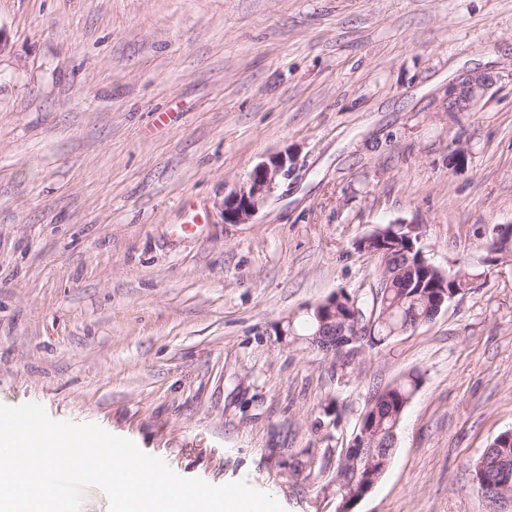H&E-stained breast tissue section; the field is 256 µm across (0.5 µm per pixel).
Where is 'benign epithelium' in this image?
Masks as SVG:
<instances>
[{
    "label": "benign epithelium",
    "instance_id": "benign-epithelium-1",
    "mask_svg": "<svg viewBox=\"0 0 512 512\" xmlns=\"http://www.w3.org/2000/svg\"><path fill=\"white\" fill-rule=\"evenodd\" d=\"M493 84L490 75L473 71L458 77L448 86L447 111L464 112L473 108L478 99ZM292 159L288 152H278L267 156L258 163L247 175L246 179L236 185L222 202L224 223L247 224L263 207L280 185L282 179L288 177L292 170ZM502 241L494 242L488 248V254L482 263L497 266L511 252L501 251ZM327 302L323 301L307 309L309 317L316 325L314 336L325 337L327 347L334 350L344 348L348 341L357 340L370 335L371 324L363 322L356 306H351L352 316L344 319L341 327H336V307L324 309Z\"/></svg>",
    "mask_w": 512,
    "mask_h": 512
}]
</instances>
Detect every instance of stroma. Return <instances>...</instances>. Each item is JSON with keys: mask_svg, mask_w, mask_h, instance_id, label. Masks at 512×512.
I'll list each match as a JSON object with an SVG mask.
<instances>
[{"mask_svg": "<svg viewBox=\"0 0 512 512\" xmlns=\"http://www.w3.org/2000/svg\"><path fill=\"white\" fill-rule=\"evenodd\" d=\"M0 37V403L336 512L369 396L416 373L352 512H494L471 469L512 429V264L351 368L305 336L310 306L369 299L379 228L444 270L512 231V0H0ZM468 71L493 86L447 111ZM288 163H290L288 165ZM292 170L288 152L267 156L236 185L222 202L224 221L228 224H247L263 207Z\"/></svg>", "mask_w": 512, "mask_h": 512, "instance_id": "obj_1", "label": "stroma"}]
</instances>
